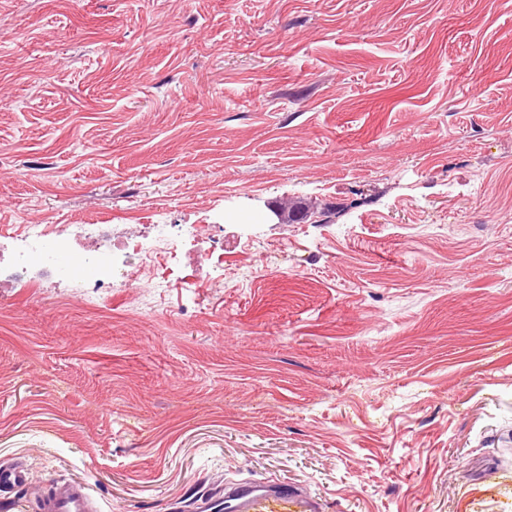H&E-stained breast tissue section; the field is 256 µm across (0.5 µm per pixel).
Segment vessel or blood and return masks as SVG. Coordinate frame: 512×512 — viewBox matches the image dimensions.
Listing matches in <instances>:
<instances>
[{
	"label": "vessel or blood",
	"mask_w": 512,
	"mask_h": 512,
	"mask_svg": "<svg viewBox=\"0 0 512 512\" xmlns=\"http://www.w3.org/2000/svg\"><path fill=\"white\" fill-rule=\"evenodd\" d=\"M28 471L17 464L0 465V489L28 484ZM233 512H275L276 507L287 512H310L308 501L286 486L265 484H233L225 486L223 494L209 499V512H222L224 506ZM40 512H98L85 486L61 484L39 498Z\"/></svg>",
	"instance_id": "vessel-or-blood-1"
}]
</instances>
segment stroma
<instances>
[{
    "instance_id": "35a3bbf8",
    "label": "stroma",
    "mask_w": 512,
    "mask_h": 512,
    "mask_svg": "<svg viewBox=\"0 0 512 512\" xmlns=\"http://www.w3.org/2000/svg\"><path fill=\"white\" fill-rule=\"evenodd\" d=\"M18 224H214L224 277L0 280L11 512H512V0H0ZM30 482L28 471L18 464L0 465V491L1 488H15ZM40 512H98L87 488L80 484H61L39 497ZM224 502L230 504L233 512H274L276 507L288 508L290 512L313 510L308 501L286 486L265 484L224 485V493L210 498L208 510L222 512Z\"/></svg>"
}]
</instances>
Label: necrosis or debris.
Here are the masks:
<instances>
[{"mask_svg":"<svg viewBox=\"0 0 512 512\" xmlns=\"http://www.w3.org/2000/svg\"><path fill=\"white\" fill-rule=\"evenodd\" d=\"M91 242L86 260L112 278H127L129 269L145 274L156 288L197 287L202 269L224 267V240L201 224H155L150 232L125 224H42L15 231L0 229V240L23 242L25 248L13 257L17 274L30 268L51 271L60 267L71 250L75 234ZM200 243V250L187 253L185 246Z\"/></svg>","mask_w":512,"mask_h":512,"instance_id":"4bbe7bcc","label":"necrosis or debris"}]
</instances>
